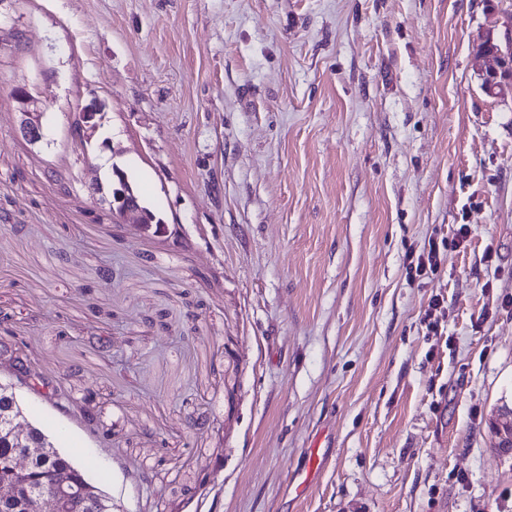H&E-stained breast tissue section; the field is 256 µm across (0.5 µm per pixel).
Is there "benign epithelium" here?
Here are the masks:
<instances>
[{
    "mask_svg": "<svg viewBox=\"0 0 512 512\" xmlns=\"http://www.w3.org/2000/svg\"><path fill=\"white\" fill-rule=\"evenodd\" d=\"M505 28L504 37L497 36L498 27ZM481 40L497 44V51L484 54L485 61L481 79H490L487 90L494 97L512 94V16L505 21L494 22L482 34ZM14 99L21 110L20 133L28 140L37 142L43 137L42 112H31L28 105L32 101L29 91L24 87L14 90ZM99 104L96 102L83 106L76 114L75 126L79 136L98 127ZM112 213L124 224H132L143 233L162 234L167 229L165 222L149 217L141 206L123 172L113 170L112 189L110 190ZM10 371L13 377L29 386L36 394L55 402L59 397V388L41 381L34 375L27 356L20 350L11 351ZM0 413L8 419L9 438L17 451L8 456V473L0 477V508L15 504L24 512H112V506L105 504L96 491L78 476L76 471L63 465L50 468L48 479L39 484L31 479V467L36 461H51L58 455L55 448H47L31 436V424L15 415L14 404L5 399ZM496 428L498 447L512 451V417L498 419Z\"/></svg>",
    "mask_w": 512,
    "mask_h": 512,
    "instance_id": "7a95c632",
    "label": "benign epithelium"
}]
</instances>
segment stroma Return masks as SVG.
<instances>
[{"mask_svg": "<svg viewBox=\"0 0 512 512\" xmlns=\"http://www.w3.org/2000/svg\"><path fill=\"white\" fill-rule=\"evenodd\" d=\"M509 14L0 0V344L75 397L19 390L114 512H512V96L477 52ZM113 162L167 234L92 191ZM14 99L19 103L22 116L20 133L29 141L37 142L43 137V118L45 112H29L28 105L32 101L29 91L24 87L14 90ZM99 107L98 103L92 102L86 104L77 112L75 126L81 138H84L87 131H93L98 127L97 117L100 115V112H98ZM443 253L440 251V244L437 237H431L428 241V248H425L416 257L411 253L407 257L409 273L415 272L416 276H425L436 272L443 261Z\"/></svg>", "mask_w": 512, "mask_h": 512, "instance_id": "35a3bbf8", "label": "stroma"}]
</instances>
